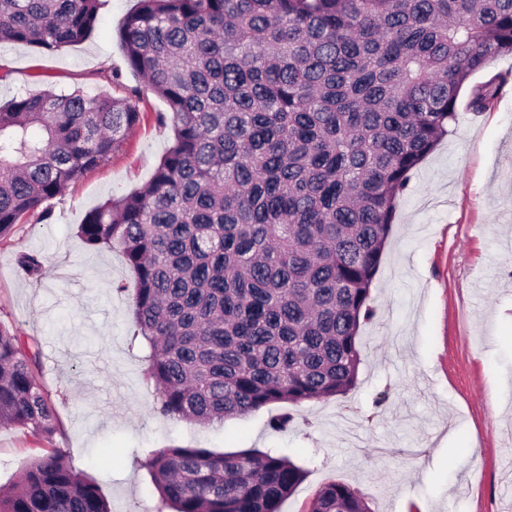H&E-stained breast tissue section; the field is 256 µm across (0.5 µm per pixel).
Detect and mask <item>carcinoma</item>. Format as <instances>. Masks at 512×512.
<instances>
[{
    "mask_svg": "<svg viewBox=\"0 0 512 512\" xmlns=\"http://www.w3.org/2000/svg\"><path fill=\"white\" fill-rule=\"evenodd\" d=\"M106 0H0V44L85 40ZM118 40L166 103L173 143L148 185L86 213L77 234L117 249L163 416L202 424L344 395L358 332L410 175L448 135L463 86L512 55V0H139ZM512 71L471 88L494 106ZM141 119L138 90L21 94L0 106V240L108 163ZM39 280L44 258L17 255ZM51 440L40 342L0 323V427ZM172 512H280L307 470L259 450L171 446L147 460ZM0 512H111L52 448ZM309 512H371L343 483Z\"/></svg>",
    "mask_w": 512,
    "mask_h": 512,
    "instance_id": "1",
    "label": "carcinoma"
}]
</instances>
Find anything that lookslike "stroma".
<instances>
[{
    "label": "stroma",
    "mask_w": 512,
    "mask_h": 512,
    "mask_svg": "<svg viewBox=\"0 0 512 512\" xmlns=\"http://www.w3.org/2000/svg\"><path fill=\"white\" fill-rule=\"evenodd\" d=\"M137 6L107 0L91 35L55 52L0 45V105L49 88L142 90L141 121L122 150L48 201L49 221L25 219L0 241V323L40 338L60 425L50 441L0 429V487L53 446L112 512H156L146 462L179 445L270 450L303 466L308 475L281 512H307L331 482L356 490L371 512H512V83L489 111L459 104L400 198L372 284L375 315L359 330L355 387L296 407L285 432L269 425L278 404L194 424L154 410L121 253L89 250L76 234L89 210L142 188L173 141L157 121L165 102L127 71L118 42ZM22 252L44 256L41 279L19 271Z\"/></svg>",
    "instance_id": "35a3bbf8"
}]
</instances>
